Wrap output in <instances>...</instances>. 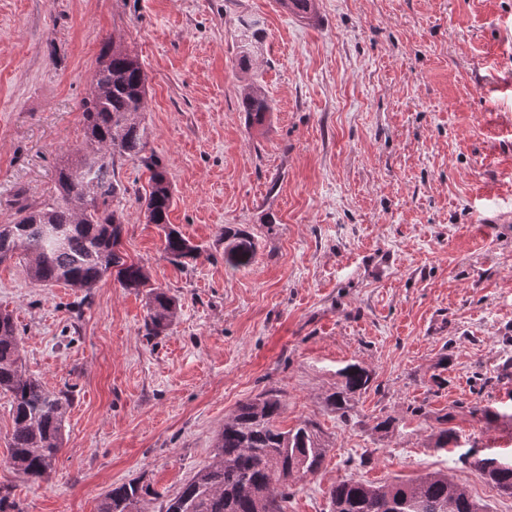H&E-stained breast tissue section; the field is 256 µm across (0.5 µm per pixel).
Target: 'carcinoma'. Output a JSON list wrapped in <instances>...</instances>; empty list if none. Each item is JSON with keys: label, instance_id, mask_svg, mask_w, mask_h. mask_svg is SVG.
Instances as JSON below:
<instances>
[{"label": "carcinoma", "instance_id": "1", "mask_svg": "<svg viewBox=\"0 0 512 512\" xmlns=\"http://www.w3.org/2000/svg\"><path fill=\"white\" fill-rule=\"evenodd\" d=\"M301 18L313 14L312 0H279ZM240 66L249 72L258 62L264 30L254 19L241 21ZM146 75L139 58L121 43L106 44L92 76V91L84 104L85 145L60 166L57 196L50 202L19 204L15 217L0 224V264L14 257L25 260L27 276L43 285L64 283L91 290L107 273L116 271L126 288L149 283L144 266L121 254L122 213L114 207L126 191L115 179V160L141 162L150 171L145 193L146 219L162 226L163 252L173 265L196 259L198 246L169 221L174 205L172 185L162 162L146 153ZM242 108L250 124H261L272 111L263 89L245 85ZM257 253L253 234L232 224L224 226V266L239 270ZM177 301L161 288L149 290L146 335L158 336L172 324ZM344 385L327 398L346 416L352 394L368 388L372 376L358 364L341 369ZM0 392L10 398L13 430L7 448L12 468L29 480L47 476L63 447V427L70 397L47 389L27 373L22 343L11 314L0 312ZM282 402L274 391L238 405L224 421L210 461L162 502L160 512H284L288 476L314 475L325 460L316 425L307 422L283 431L277 421ZM435 446L460 447L452 428L438 431ZM460 460L490 480L499 495L512 498V461L480 457L472 449ZM160 498L141 480L117 484L101 498L97 512H145L147 497ZM331 512H488L466 487L444 473L414 481L374 486L353 477L338 480L329 490Z\"/></svg>", "mask_w": 512, "mask_h": 512}]
</instances>
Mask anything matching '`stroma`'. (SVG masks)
Here are the masks:
<instances>
[{
    "label": "stroma",
    "mask_w": 512,
    "mask_h": 512,
    "mask_svg": "<svg viewBox=\"0 0 512 512\" xmlns=\"http://www.w3.org/2000/svg\"><path fill=\"white\" fill-rule=\"evenodd\" d=\"M250 16L273 105L259 125L241 110ZM112 39L145 68L148 150L174 186L170 222L200 254L166 261L149 173L120 159L121 250L177 299L165 335L145 331L149 288L112 274L88 292L44 287L0 264L30 374L72 392L40 482L9 463L0 394V487L20 512H97L134 479L172 496L225 419L269 390L280 427L314 421L327 449L318 474L290 478L285 512H330L345 476L433 472L512 512L458 460L470 447L512 459V0H315L310 19L277 0H0V224L18 192L54 195ZM228 224L257 241L247 268L224 266ZM352 363L372 381L342 418L326 398ZM444 427L460 448L436 447ZM239 49L241 69L248 73L258 62V51L263 42L264 30L260 22L254 19L241 21L239 30Z\"/></svg>",
    "instance_id": "stroma-1"
}]
</instances>
